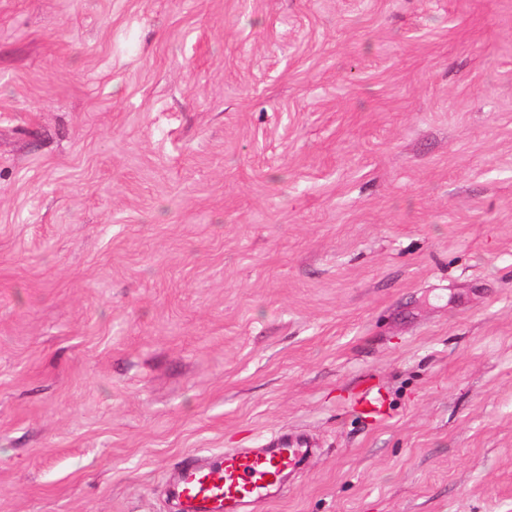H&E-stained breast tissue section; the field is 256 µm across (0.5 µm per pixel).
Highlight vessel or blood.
Instances as JSON below:
<instances>
[{
  "label": "vessel or blood",
  "mask_w": 512,
  "mask_h": 512,
  "mask_svg": "<svg viewBox=\"0 0 512 512\" xmlns=\"http://www.w3.org/2000/svg\"><path fill=\"white\" fill-rule=\"evenodd\" d=\"M310 455L306 441L283 433L264 448L222 452L201 463L189 457L179 464L169 494L179 512H243L252 501L275 497Z\"/></svg>",
  "instance_id": "vessel-or-blood-1"
}]
</instances>
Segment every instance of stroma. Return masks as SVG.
Listing matches in <instances>:
<instances>
[{
    "instance_id": "35a3bbf8",
    "label": "stroma",
    "mask_w": 512,
    "mask_h": 512,
    "mask_svg": "<svg viewBox=\"0 0 512 512\" xmlns=\"http://www.w3.org/2000/svg\"><path fill=\"white\" fill-rule=\"evenodd\" d=\"M281 432L248 512H512V0H0V512Z\"/></svg>"
}]
</instances>
